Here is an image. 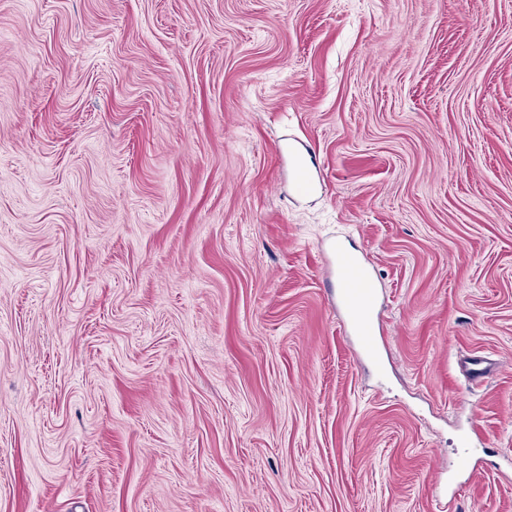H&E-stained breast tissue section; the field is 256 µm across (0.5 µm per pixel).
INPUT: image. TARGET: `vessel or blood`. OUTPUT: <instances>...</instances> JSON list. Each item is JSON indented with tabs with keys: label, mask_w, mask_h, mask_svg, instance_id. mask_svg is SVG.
I'll return each mask as SVG.
<instances>
[{
	"label": "vessel or blood",
	"mask_w": 512,
	"mask_h": 512,
	"mask_svg": "<svg viewBox=\"0 0 512 512\" xmlns=\"http://www.w3.org/2000/svg\"><path fill=\"white\" fill-rule=\"evenodd\" d=\"M336 280L340 285V300L349 313V323L366 350L375 347L372 314L376 291L366 268L345 250L333 251Z\"/></svg>",
	"instance_id": "vessel-or-blood-1"
}]
</instances>
